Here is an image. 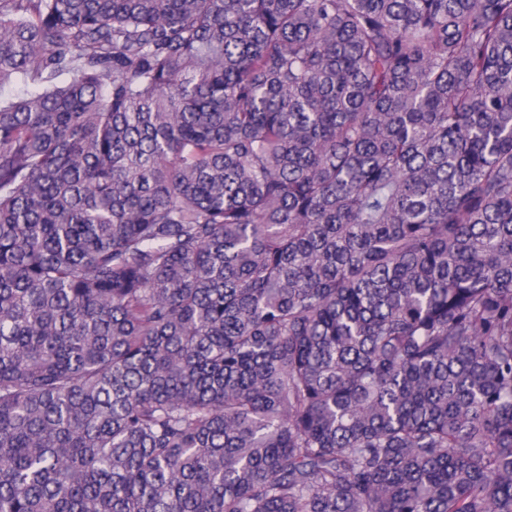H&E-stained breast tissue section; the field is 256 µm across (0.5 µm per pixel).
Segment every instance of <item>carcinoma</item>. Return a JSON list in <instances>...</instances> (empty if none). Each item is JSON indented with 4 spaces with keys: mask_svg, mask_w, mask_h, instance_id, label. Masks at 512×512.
I'll return each instance as SVG.
<instances>
[{
    "mask_svg": "<svg viewBox=\"0 0 512 512\" xmlns=\"http://www.w3.org/2000/svg\"><path fill=\"white\" fill-rule=\"evenodd\" d=\"M0 512H512V0H0Z\"/></svg>",
    "mask_w": 512,
    "mask_h": 512,
    "instance_id": "carcinoma-1",
    "label": "carcinoma"
}]
</instances>
